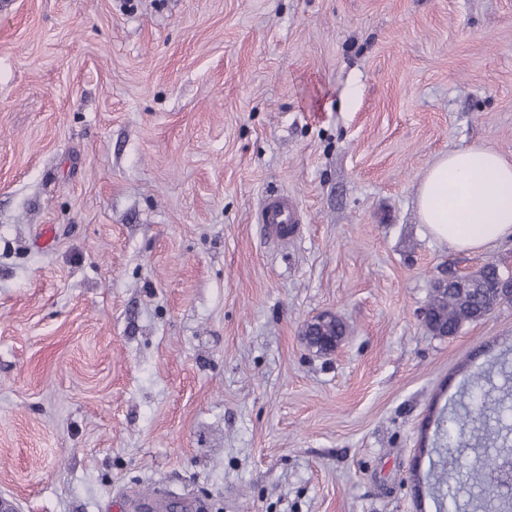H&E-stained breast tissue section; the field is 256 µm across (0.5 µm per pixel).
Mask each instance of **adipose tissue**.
Instances as JSON below:
<instances>
[{
	"label": "adipose tissue",
	"mask_w": 512,
	"mask_h": 512,
	"mask_svg": "<svg viewBox=\"0 0 512 512\" xmlns=\"http://www.w3.org/2000/svg\"><path fill=\"white\" fill-rule=\"evenodd\" d=\"M417 208L429 233L458 251L512 237V161L480 145L449 152L427 169Z\"/></svg>",
	"instance_id": "1"
}]
</instances>
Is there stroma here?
<instances>
[{
    "mask_svg": "<svg viewBox=\"0 0 512 512\" xmlns=\"http://www.w3.org/2000/svg\"><path fill=\"white\" fill-rule=\"evenodd\" d=\"M512 159V0H12L0 10V499L19 512H437L436 427L512 366L442 154ZM288 195V236L259 223ZM331 312L335 353L303 336ZM499 273L496 264L492 262L485 263L482 271L481 288H474L464 295L454 288H448V286H435L424 307L434 323L433 333L440 336L444 334L453 336L466 324L472 323L468 320V317H479L491 301L490 285Z\"/></svg>",
    "mask_w": 512,
    "mask_h": 512,
    "instance_id": "stroma-1",
    "label": "stroma"
}]
</instances>
